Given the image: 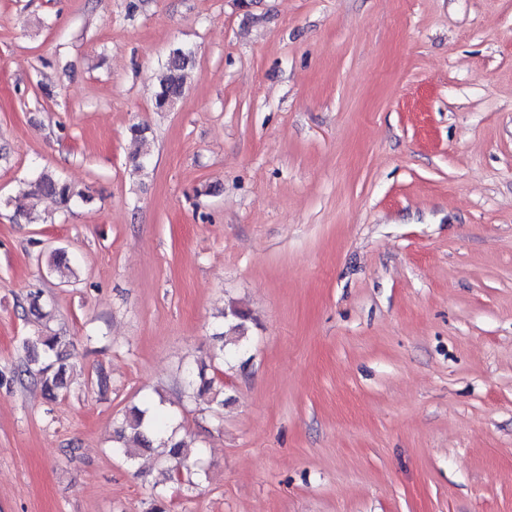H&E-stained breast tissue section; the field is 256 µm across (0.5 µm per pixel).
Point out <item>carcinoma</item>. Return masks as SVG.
Wrapping results in <instances>:
<instances>
[{"label":"carcinoma","mask_w":512,"mask_h":512,"mask_svg":"<svg viewBox=\"0 0 512 512\" xmlns=\"http://www.w3.org/2000/svg\"><path fill=\"white\" fill-rule=\"evenodd\" d=\"M188 46H173L159 68L153 99L155 108L160 112L172 109L184 96L188 78V68L192 64V56L187 53ZM131 139L138 144L137 150L129 160L132 171L145 172L151 164V150L146 136V128L133 124L129 127ZM43 198L54 200L61 208L68 209L78 200L87 201L90 196L77 191L68 182L51 170L43 169L35 173L32 179L23 183L11 202L15 205L16 214L29 224L42 221L37 209L38 201ZM248 313L231 304L224 308L222 321L216 327L214 336L222 340L227 351L221 352V358L232 360L238 353L239 343L247 330ZM22 346L27 353L26 364L20 374L30 378L31 382L40 386L44 394L55 398L67 388V370L64 364L69 342L62 336L37 335L22 339ZM187 386L196 394L212 395V401L224 405L220 398L223 389L218 385L215 375L208 373V365L201 363L188 370ZM167 419L147 417V411L132 408L124 415L119 430L118 442L121 446L117 451L133 460L144 452L161 449L162 456L169 466L165 469L168 479L179 474V466L184 458V449L188 447L185 440L174 439L169 432Z\"/></svg>","instance_id":"obj_1"}]
</instances>
